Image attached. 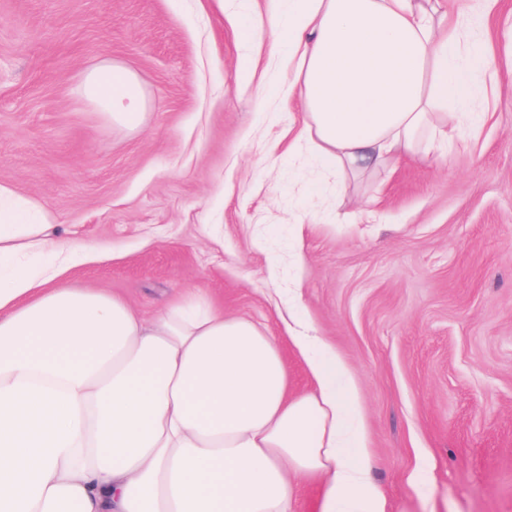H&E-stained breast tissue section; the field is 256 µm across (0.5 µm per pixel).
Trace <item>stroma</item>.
I'll return each mask as SVG.
<instances>
[{
	"instance_id": "obj_1",
	"label": "stroma",
	"mask_w": 512,
	"mask_h": 512,
	"mask_svg": "<svg viewBox=\"0 0 512 512\" xmlns=\"http://www.w3.org/2000/svg\"><path fill=\"white\" fill-rule=\"evenodd\" d=\"M469 4L453 19L489 43L493 120L461 126L449 158L340 190L288 150L280 50L233 24L266 0H0V182L53 211L57 240L103 253L68 283L147 317L201 288L281 338L299 287L300 316L354 373L391 512H512V0L482 25ZM106 60L141 81L138 130L77 93Z\"/></svg>"
}]
</instances>
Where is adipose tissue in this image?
<instances>
[{
  "label": "adipose tissue",
  "mask_w": 512,
  "mask_h": 512,
  "mask_svg": "<svg viewBox=\"0 0 512 512\" xmlns=\"http://www.w3.org/2000/svg\"><path fill=\"white\" fill-rule=\"evenodd\" d=\"M440 0H270L302 115L295 140L326 169L383 170L449 153L489 118L488 66ZM79 94L136 129V74L103 62ZM55 214L0 183V512H390L372 475L358 388L335 348L295 321V385L278 337L192 292L154 317L65 284L99 261L49 234Z\"/></svg>",
  "instance_id": "ef3b65f1"
}]
</instances>
